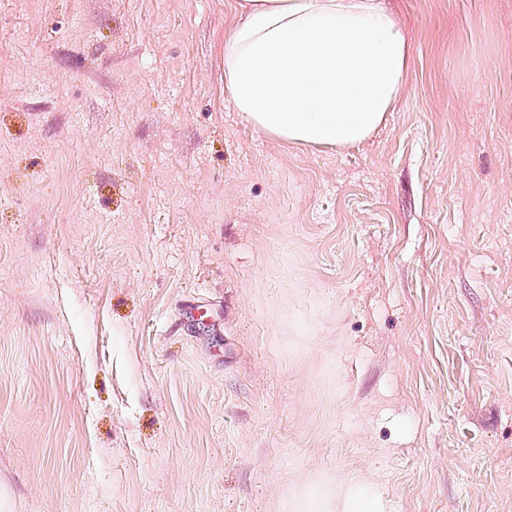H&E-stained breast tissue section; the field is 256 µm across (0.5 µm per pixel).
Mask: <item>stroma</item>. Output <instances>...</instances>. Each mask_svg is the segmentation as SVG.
Here are the masks:
<instances>
[{"instance_id": "obj_1", "label": "stroma", "mask_w": 512, "mask_h": 512, "mask_svg": "<svg viewBox=\"0 0 512 512\" xmlns=\"http://www.w3.org/2000/svg\"><path fill=\"white\" fill-rule=\"evenodd\" d=\"M238 0H0V512H512V0H389L386 125L247 126ZM295 512H385L384 500L372 485L351 479L342 491L317 488L296 500Z\"/></svg>"}]
</instances>
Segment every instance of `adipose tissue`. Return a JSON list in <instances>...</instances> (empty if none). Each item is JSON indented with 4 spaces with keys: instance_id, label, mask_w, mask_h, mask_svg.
<instances>
[{
    "instance_id": "1",
    "label": "adipose tissue",
    "mask_w": 512,
    "mask_h": 512,
    "mask_svg": "<svg viewBox=\"0 0 512 512\" xmlns=\"http://www.w3.org/2000/svg\"><path fill=\"white\" fill-rule=\"evenodd\" d=\"M224 36V82L245 123L289 145L347 149L384 125L409 64L385 0H241ZM295 512H386L372 485L318 488Z\"/></svg>"
}]
</instances>
